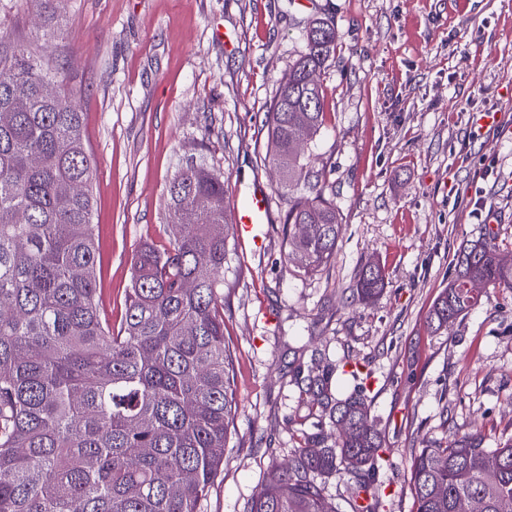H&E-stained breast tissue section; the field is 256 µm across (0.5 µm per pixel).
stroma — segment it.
Masks as SVG:
<instances>
[{
    "mask_svg": "<svg viewBox=\"0 0 512 512\" xmlns=\"http://www.w3.org/2000/svg\"><path fill=\"white\" fill-rule=\"evenodd\" d=\"M316 18L335 28L336 52L321 76L324 127L304 153L333 186L341 234L308 276L286 257L265 118ZM0 32L53 57L83 114L113 321L134 252L166 243L179 159L219 168L228 206L259 185L270 196L259 243L227 246L234 434L199 512H246L296 434L320 428L291 382L319 357L374 372L366 396L391 450L379 512H415L422 445L475 428L492 445L512 435V288H483L448 328L427 319L465 243L512 251V0H66L51 37L31 7L0 0ZM369 261L386 279L364 305L353 287Z\"/></svg>",
    "mask_w": 512,
    "mask_h": 512,
    "instance_id": "stroma-1",
    "label": "stroma"
}]
</instances>
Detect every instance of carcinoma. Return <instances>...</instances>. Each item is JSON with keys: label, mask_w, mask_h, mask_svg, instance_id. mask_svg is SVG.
<instances>
[{"label": "carcinoma", "mask_w": 512, "mask_h": 512, "mask_svg": "<svg viewBox=\"0 0 512 512\" xmlns=\"http://www.w3.org/2000/svg\"><path fill=\"white\" fill-rule=\"evenodd\" d=\"M28 2L41 27L57 24L61 0ZM335 51L334 28L309 27L266 117L268 162L288 197L287 256L306 275L330 264L340 236L332 185L301 154L323 126L320 76ZM58 78L27 48L0 51V512H198L224 466L236 407L224 341V175L191 156L181 162L166 187L168 244L133 254L124 316L112 325L97 288L96 165L82 114L68 97L43 94ZM187 210L196 223H182ZM456 266L429 313L439 328L478 304L473 283L512 288V255L486 240L465 245ZM384 278L363 266L362 300ZM340 367L372 377L351 360L293 373L336 437L302 433L247 512H339L325 492L336 476L357 484L352 512H378L386 448L364 388L332 394ZM486 440L475 430L415 453L416 512H460L465 502L512 512V436L494 448Z\"/></svg>", "instance_id": "cac0c4a2"}]
</instances>
